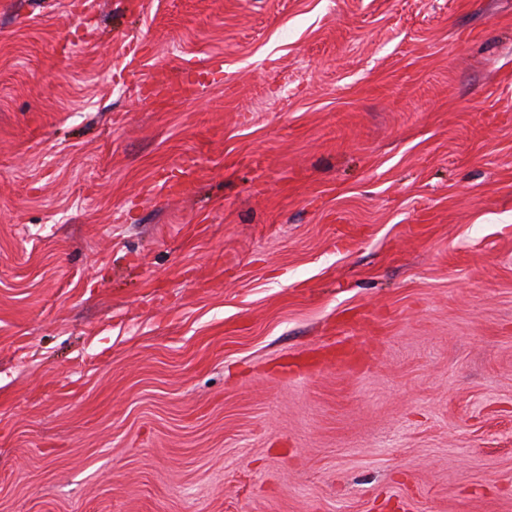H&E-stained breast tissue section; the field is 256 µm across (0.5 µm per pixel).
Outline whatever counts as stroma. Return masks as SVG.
<instances>
[{"instance_id": "1", "label": "stroma", "mask_w": 512, "mask_h": 512, "mask_svg": "<svg viewBox=\"0 0 512 512\" xmlns=\"http://www.w3.org/2000/svg\"><path fill=\"white\" fill-rule=\"evenodd\" d=\"M0 512H512V0H0Z\"/></svg>"}]
</instances>
